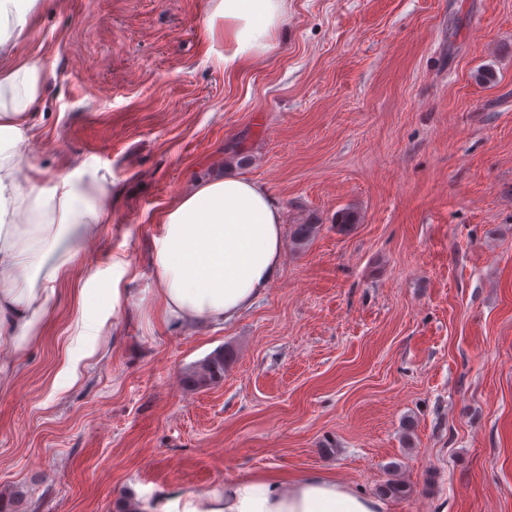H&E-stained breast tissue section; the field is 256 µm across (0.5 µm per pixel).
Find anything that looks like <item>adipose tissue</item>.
Segmentation results:
<instances>
[{"mask_svg": "<svg viewBox=\"0 0 512 512\" xmlns=\"http://www.w3.org/2000/svg\"><path fill=\"white\" fill-rule=\"evenodd\" d=\"M39 0H0V52L22 37ZM287 0H220L229 61L268 51ZM43 81L37 62L0 70V345L11 363L37 345L56 284L100 234L109 184L79 187L64 174L49 187L39 175L22 192L18 147ZM38 215L37 231L21 228ZM162 235L150 258L152 303L160 321L193 330L231 321L262 297L282 273V210L265 187L236 171L205 178L160 215ZM133 512H386L384 501L314 472L291 481L272 473L228 478L197 493L167 491L133 498Z\"/></svg>", "mask_w": 512, "mask_h": 512, "instance_id": "1", "label": "adipose tissue"}]
</instances>
